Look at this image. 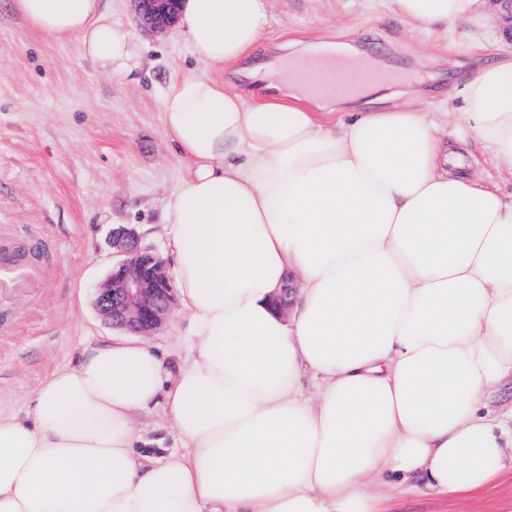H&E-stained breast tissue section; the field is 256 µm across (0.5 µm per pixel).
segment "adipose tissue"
Listing matches in <instances>:
<instances>
[{"mask_svg": "<svg viewBox=\"0 0 512 512\" xmlns=\"http://www.w3.org/2000/svg\"><path fill=\"white\" fill-rule=\"evenodd\" d=\"M480 0H389L410 23L475 25ZM134 82L140 43L103 0H12ZM267 0H183L192 55L248 57ZM185 165L164 197L188 356L86 347L41 383L31 417L0 409V512H386L396 494L458 497L512 470V194L452 176L444 112L320 113L189 74L161 97ZM459 123L512 181V56L480 66ZM163 398L178 451L141 452Z\"/></svg>", "mask_w": 512, "mask_h": 512, "instance_id": "1", "label": "adipose tissue"}]
</instances>
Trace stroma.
<instances>
[{
    "label": "stroma",
    "mask_w": 512,
    "mask_h": 512,
    "mask_svg": "<svg viewBox=\"0 0 512 512\" xmlns=\"http://www.w3.org/2000/svg\"><path fill=\"white\" fill-rule=\"evenodd\" d=\"M113 21L143 42L138 82L111 79L81 54L80 43L33 29L0 0V224L12 227L0 251L37 269L21 293L0 292V407L30 411L40 381L61 364H76L90 344L118 331L98 314L95 289L112 269V227L130 224L144 246L170 258L159 222L161 205L182 161L169 146L158 101L189 73H211L240 92L277 79L288 53L347 48L385 70L411 78L356 98L376 106L411 104L421 112L460 111L463 85L475 69L512 51L485 29L464 37L407 24L387 0H270L263 43L232 69H207L177 28H145L134 0H105ZM470 154L461 172L499 181L474 132L456 124ZM503 193L512 183L499 181ZM187 321L171 313L145 342L177 373L186 355ZM512 498V470L479 492L438 499L394 500L391 512H498Z\"/></svg>",
    "instance_id": "35a3bbf8"
}]
</instances>
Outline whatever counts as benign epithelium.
<instances>
[{"mask_svg": "<svg viewBox=\"0 0 512 512\" xmlns=\"http://www.w3.org/2000/svg\"><path fill=\"white\" fill-rule=\"evenodd\" d=\"M140 19L163 29L176 20L182 0H135ZM112 249L120 260L97 286L95 305L114 327L147 336L167 321L173 305L172 280L166 262L139 244L136 232L123 225L112 229Z\"/></svg>", "mask_w": 512, "mask_h": 512, "instance_id": "obj_1", "label": "benign epithelium"}]
</instances>
